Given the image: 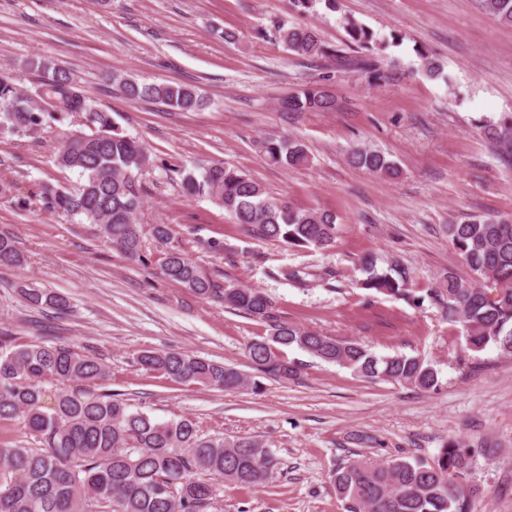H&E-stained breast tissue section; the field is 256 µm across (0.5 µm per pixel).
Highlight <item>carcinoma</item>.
<instances>
[{
	"mask_svg": "<svg viewBox=\"0 0 512 512\" xmlns=\"http://www.w3.org/2000/svg\"><path fill=\"white\" fill-rule=\"evenodd\" d=\"M478 6L506 26H512V0H477ZM286 49L304 58L330 55L329 47L312 28H278ZM349 43L361 50L378 45L374 33L353 20L346 21ZM423 73L445 78L443 64L418 53ZM375 81L383 73L366 56L348 60ZM35 67L45 77L36 98L22 94L0 78V129L31 132L50 121L70 116L83 119L88 131L62 140L55 158L63 170L75 171L74 188L45 185L39 192L45 209L82 216L100 227L102 236L131 262H144L142 228L136 216L143 204L139 177L147 152L138 140L112 123L109 113L91 104L89 93L65 69L48 61ZM114 82L131 99L191 112L203 98L189 85L140 83L117 77ZM293 116L303 112H334L336 97L324 84L297 89L279 102ZM484 136L512 153V114L482 126ZM267 161L290 170L306 167L310 156L297 139L269 140L263 145ZM349 161L373 174L393 178L396 162L372 149H354ZM184 192L205 197L224 208L234 222L254 236L293 248H324L336 240V217L326 211L302 208L272 199L245 172L213 164L196 174L176 169ZM448 241L467 268L461 276L448 269L433 299L454 326H460L466 349L496 348L512 355V218L478 215L448 225ZM22 257L15 241L0 235V265L18 266ZM368 277L362 288L385 295L406 296L410 272L402 267L379 273L366 262ZM161 275L202 298L251 316H268L271 303L257 288H218L204 278L188 256L168 250L160 261ZM13 288L26 305L59 317L70 312L68 299L34 282L20 281ZM294 346L354 374L437 390L438 370L418 357L405 354L378 357L362 343L336 339L288 323L273 326L268 341L249 347L257 370L286 378L295 366L273 350ZM138 364L176 382H195L214 389L244 386L257 381L232 367L173 350H146ZM109 369L96 356L81 353L71 344L13 345L0 332V422L17 420L34 436L36 448L0 447V512H205L214 504L210 477L242 487L267 482L274 458L266 446L251 437L226 440L203 436L194 419L181 416L159 421L132 409L116 394L101 391ZM56 383L53 402L45 401V384ZM474 459L472 450L457 443L443 446L430 462L401 458L382 462L356 459L333 474L337 494L346 512H470L478 489L466 482Z\"/></svg>",
	"mask_w": 512,
	"mask_h": 512,
	"instance_id": "cac0c4a2",
	"label": "carcinoma"
}]
</instances>
